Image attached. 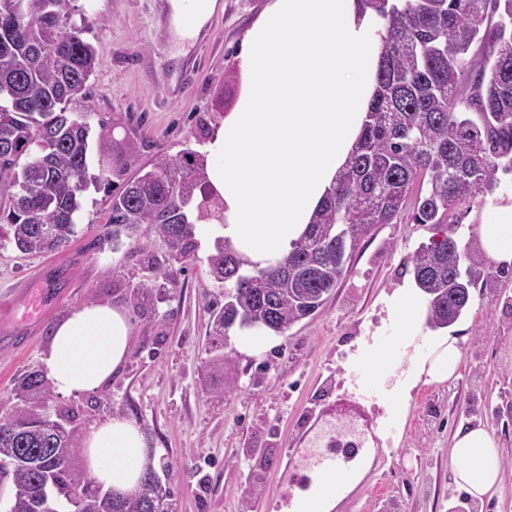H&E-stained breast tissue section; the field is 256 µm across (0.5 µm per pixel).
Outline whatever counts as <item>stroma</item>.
<instances>
[{"instance_id": "35a3bbf8", "label": "stroma", "mask_w": 512, "mask_h": 512, "mask_svg": "<svg viewBox=\"0 0 512 512\" xmlns=\"http://www.w3.org/2000/svg\"><path fill=\"white\" fill-rule=\"evenodd\" d=\"M90 25L96 67L89 80L92 133L109 126L114 159L132 140L142 165L185 149H202L210 131L235 110L241 92V50L252 24L272 0H217L199 31L200 62L182 54L169 0H74ZM75 233L48 254H23L0 240V400L27 373L41 371L52 327L88 301L127 306L142 279L128 253L146 246L165 260V243L148 226L113 239L111 196L88 191ZM428 227L403 221L374 229L354 253L350 272L317 312L278 336L259 355L240 353L227 339L223 369L207 370L210 307L221 294L199 250L186 267H169L173 298L145 313L130 312L129 357L103 391L54 395L49 411L86 430L111 416L142 427L153 467L169 488L176 512H283L289 491L283 454L308 412L356 391L363 342L395 330L386 301L412 274L406 261ZM49 280L54 298L22 344L19 312L9 303L21 290ZM448 333L463 357L455 378L418 383L386 408L394 380L365 409L373 432L387 438L371 461H356L351 493L333 512H512V271L493 288L471 291L467 311ZM484 426L499 442L502 481L476 507L454 483L451 446L460 429Z\"/></svg>"}]
</instances>
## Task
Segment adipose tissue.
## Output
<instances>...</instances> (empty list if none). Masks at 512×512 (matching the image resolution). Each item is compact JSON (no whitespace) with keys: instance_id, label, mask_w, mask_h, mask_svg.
Wrapping results in <instances>:
<instances>
[{"instance_id":"ef3b65f1","label":"adipose tissue","mask_w":512,"mask_h":512,"mask_svg":"<svg viewBox=\"0 0 512 512\" xmlns=\"http://www.w3.org/2000/svg\"><path fill=\"white\" fill-rule=\"evenodd\" d=\"M380 26L359 0H274L248 30L241 99L205 146L207 182L224 218L201 221L202 244L227 241L261 267L288 255L363 129L380 55L367 35ZM477 245L490 264L512 267V203L488 199ZM425 314V299L411 286L388 302L402 346L419 336L426 343L408 376L395 382L390 404L407 399L421 378L450 379L462 360L454 338L424 332ZM132 339L123 308L79 305L51 329L43 370L60 395L96 393L125 364ZM83 447L87 473L104 491L120 497L138 491L151 462L139 424L121 416L97 422ZM451 455L455 482L471 498L483 500L500 484L499 446L484 427L459 431Z\"/></svg>"}]
</instances>
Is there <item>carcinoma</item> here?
<instances>
[{"label": "carcinoma", "mask_w": 512, "mask_h": 512, "mask_svg": "<svg viewBox=\"0 0 512 512\" xmlns=\"http://www.w3.org/2000/svg\"><path fill=\"white\" fill-rule=\"evenodd\" d=\"M71 0H0V223L21 253H50L69 241L91 188L108 189L121 171L107 143L89 168L88 81L96 50L72 22ZM381 18L376 92L363 130L322 207L286 258L250 275L229 244L215 246L210 273L224 288L211 311L214 335L244 323L274 335L313 315L319 299L350 269L361 241L380 224L410 220L435 231L409 256L415 282L428 296V324L453 325L468 309L470 289L492 287L497 275L462 267L461 217L476 195L512 173V0H360ZM125 168L136 174L110 200L112 239L149 225L168 259L194 257L197 219L219 217L206 188V155L192 149L139 165L128 141ZM200 197H195V192ZM411 214H406L407 200ZM133 289V309L152 308L161 275ZM52 393L38 374L13 389L0 416V476L11 483L5 512H172L170 490L149 467L138 492L114 499L70 457L77 432L53 419Z\"/></svg>", "instance_id": "carcinoma-1"}]
</instances>
